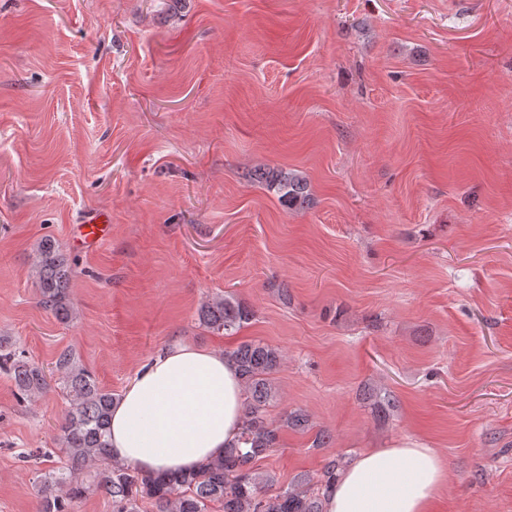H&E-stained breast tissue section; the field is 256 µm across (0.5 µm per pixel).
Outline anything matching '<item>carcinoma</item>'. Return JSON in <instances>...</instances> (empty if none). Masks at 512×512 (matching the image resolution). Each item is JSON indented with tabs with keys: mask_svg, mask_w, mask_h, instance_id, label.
I'll return each instance as SVG.
<instances>
[{
	"mask_svg": "<svg viewBox=\"0 0 512 512\" xmlns=\"http://www.w3.org/2000/svg\"><path fill=\"white\" fill-rule=\"evenodd\" d=\"M251 179L274 190L288 207H303L310 202L308 183L296 171L263 168ZM35 272L40 303L58 320H71L69 282L71 268L56 241L46 237L36 249ZM254 312L224 295L203 303L199 320L224 331L240 328ZM242 380L243 416L238 439L224 450V456L208 460L196 470L184 473H144L129 465L112 463L94 473L92 483L80 479L84 469L111 459L108 441L109 419L114 402L112 393L100 386L94 375L80 364L75 353L64 350L55 361L70 408L60 426L59 441L68 464L42 474L40 512H73V504L89 490L100 491L112 499V512H140L141 503L150 501L154 512H208L209 504L219 503L223 512H323L322 501L336 479L337 460L324 467L320 487L308 486L302 479L290 487H275L270 474H262L256 462L274 451L281 431L309 429L308 415L301 410L286 412L280 422L270 418L269 407L276 398L273 375L283 354L261 341H245L224 350ZM0 371L9 375L19 394L33 399L48 386L44 368L26 359L23 352L0 345ZM362 397L372 401L377 415L385 418L395 408L390 397L376 400L373 390Z\"/></svg>",
	"mask_w": 512,
	"mask_h": 512,
	"instance_id": "1",
	"label": "carcinoma"
}]
</instances>
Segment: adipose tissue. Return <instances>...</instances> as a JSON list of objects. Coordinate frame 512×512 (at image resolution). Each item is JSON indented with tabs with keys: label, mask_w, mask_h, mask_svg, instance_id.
Returning <instances> with one entry per match:
<instances>
[{
	"label": "adipose tissue",
	"mask_w": 512,
	"mask_h": 512,
	"mask_svg": "<svg viewBox=\"0 0 512 512\" xmlns=\"http://www.w3.org/2000/svg\"><path fill=\"white\" fill-rule=\"evenodd\" d=\"M242 384L218 352L189 344L164 350L114 401L113 459L145 472H187L223 455L238 437ZM446 483L435 449L414 441L361 454L324 500V512H432Z\"/></svg>",
	"instance_id": "obj_1"
}]
</instances>
